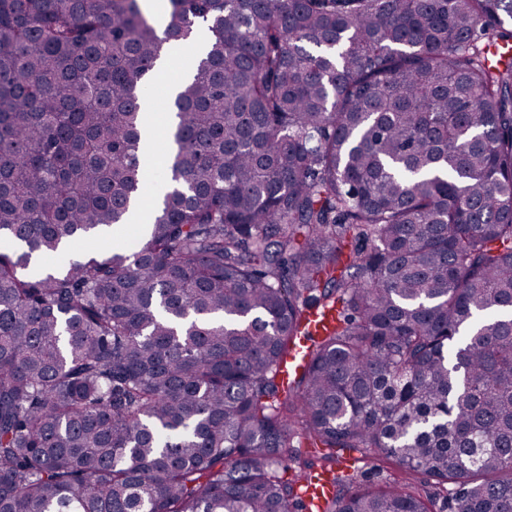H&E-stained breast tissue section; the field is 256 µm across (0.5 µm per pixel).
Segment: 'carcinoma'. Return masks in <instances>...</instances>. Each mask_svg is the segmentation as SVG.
Instances as JSON below:
<instances>
[{
	"label": "carcinoma",
	"mask_w": 512,
	"mask_h": 512,
	"mask_svg": "<svg viewBox=\"0 0 512 512\" xmlns=\"http://www.w3.org/2000/svg\"><path fill=\"white\" fill-rule=\"evenodd\" d=\"M168 2L0 0V512H304L286 448L512 512V0ZM183 44L142 240L71 258ZM349 456L356 460L355 467L344 474L346 480L345 493L354 490L359 483H373L379 486L388 485L395 475V467L389 461H380L374 459L366 450L344 451L343 455ZM339 456V457H340ZM352 458H346L342 461L345 467L352 466L355 462Z\"/></svg>",
	"instance_id": "obj_1"
}]
</instances>
